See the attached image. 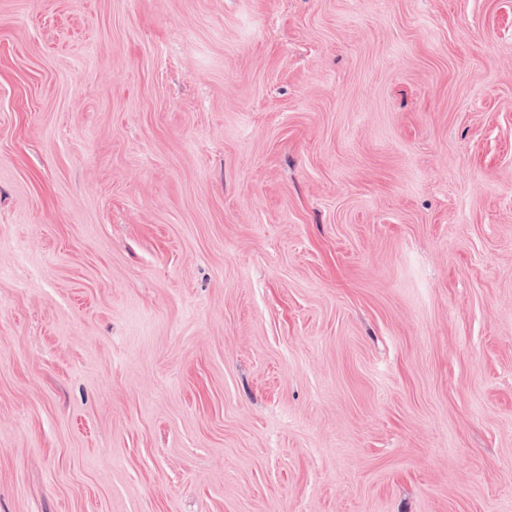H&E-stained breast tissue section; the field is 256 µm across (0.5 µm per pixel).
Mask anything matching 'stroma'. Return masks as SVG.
Masks as SVG:
<instances>
[{"label": "stroma", "instance_id": "1", "mask_svg": "<svg viewBox=\"0 0 512 512\" xmlns=\"http://www.w3.org/2000/svg\"><path fill=\"white\" fill-rule=\"evenodd\" d=\"M0 512H512V0H0Z\"/></svg>", "mask_w": 512, "mask_h": 512}]
</instances>
